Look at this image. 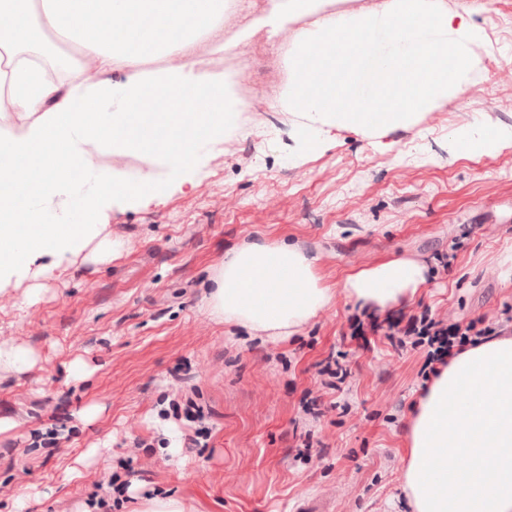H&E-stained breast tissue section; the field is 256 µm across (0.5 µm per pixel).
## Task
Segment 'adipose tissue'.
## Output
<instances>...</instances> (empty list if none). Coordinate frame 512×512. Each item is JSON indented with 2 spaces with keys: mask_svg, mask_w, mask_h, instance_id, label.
I'll return each mask as SVG.
<instances>
[{
  "mask_svg": "<svg viewBox=\"0 0 512 512\" xmlns=\"http://www.w3.org/2000/svg\"><path fill=\"white\" fill-rule=\"evenodd\" d=\"M331 0H270L238 39L259 31L295 27L288 57L292 77L274 108L305 113L306 141L328 127L375 131L410 122L416 112L464 91L482 63L483 29L440 0H383L357 12L330 10ZM228 0H0V52L14 65L0 70L15 119L0 125V177L11 179L0 194V291L40 277L56 278L71 255L92 248L111 257L101 215L121 197L164 194L168 179L118 170L99 156L147 152L160 158L170 177L201 171L206 156L224 144V130L238 107L223 75L207 65L205 39L224 50L217 33ZM136 31L156 41L155 56L168 66L145 68V58L116 35ZM62 34L81 55L73 79L47 78L20 62L37 38ZM346 62L348 98L310 95L306 89L320 57ZM123 80H114L116 71ZM183 101L202 89L188 111L209 135L186 142L180 152L128 121L143 107L147 87ZM28 169H20V160ZM94 178L78 199L79 217L57 213L56 200L74 187L73 168ZM425 267L395 258L349 273L334 290L322 286L316 258L300 246L246 242L227 253L213 277L207 306L228 324L292 335L331 303L336 292L360 305L386 308L416 295ZM404 489L414 512H512V332L492 336L456 355L420 395L406 424ZM465 468H458V458Z\"/></svg>",
  "mask_w": 512,
  "mask_h": 512,
  "instance_id": "ef3b65f1",
  "label": "adipose tissue"
}]
</instances>
